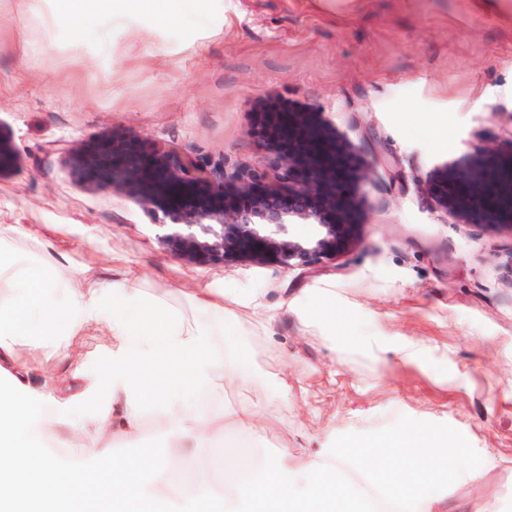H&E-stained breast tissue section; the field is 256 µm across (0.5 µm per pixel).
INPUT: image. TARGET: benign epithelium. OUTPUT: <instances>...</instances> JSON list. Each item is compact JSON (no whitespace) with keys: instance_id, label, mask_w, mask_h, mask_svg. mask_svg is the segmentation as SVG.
I'll return each mask as SVG.
<instances>
[{"instance_id":"1","label":"benign epithelium","mask_w":512,"mask_h":512,"mask_svg":"<svg viewBox=\"0 0 512 512\" xmlns=\"http://www.w3.org/2000/svg\"><path fill=\"white\" fill-rule=\"evenodd\" d=\"M269 129L276 142L267 143L266 165L248 172L257 189L246 205L232 202L225 180L207 164L165 142L112 136L68 159L86 181L132 188L140 203L163 209L171 223L160 244L191 263L291 268L336 259L350 241L348 186L359 146L341 142L316 112H263L256 134ZM428 190L459 221L476 215L512 230V152L437 168ZM296 224L311 226V235H294Z\"/></svg>"}]
</instances>
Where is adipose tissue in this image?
I'll return each instance as SVG.
<instances>
[{
    "instance_id": "adipose-tissue-1",
    "label": "adipose tissue",
    "mask_w": 512,
    "mask_h": 512,
    "mask_svg": "<svg viewBox=\"0 0 512 512\" xmlns=\"http://www.w3.org/2000/svg\"><path fill=\"white\" fill-rule=\"evenodd\" d=\"M11 229L0 226V512H86L91 494L111 498L114 512H139L144 498L165 505L189 500L204 512H377L387 494L396 512H496L493 498L448 505L421 496L429 480L477 481L462 442L415 425L370 450L361 444L316 458L287 453L268 460L262 479L245 476L233 489H212L201 467L180 453L115 458L112 440L136 443L140 417L164 416L175 442L224 433V418L200 402V391L236 377L232 355L216 354L209 333L178 311L143 296L127 272L109 288H84L79 273L32 265L11 269L4 258ZM61 330L68 339L99 336L107 374L58 401L47 418L25 385L20 341ZM82 438L83 461L61 468L56 449ZM94 468H86V461ZM192 467L188 486L143 490L144 472Z\"/></svg>"
}]
</instances>
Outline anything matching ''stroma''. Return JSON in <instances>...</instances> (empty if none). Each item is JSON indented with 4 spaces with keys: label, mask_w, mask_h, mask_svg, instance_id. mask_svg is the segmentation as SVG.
I'll use <instances>...</instances> for the list:
<instances>
[{
    "label": "stroma",
    "mask_w": 512,
    "mask_h": 512,
    "mask_svg": "<svg viewBox=\"0 0 512 512\" xmlns=\"http://www.w3.org/2000/svg\"><path fill=\"white\" fill-rule=\"evenodd\" d=\"M110 5L85 0L68 26L52 0H0V128L16 156L0 174V225L15 228V259L45 261L52 239L84 287L135 269L143 295L210 328L240 379L202 397L256 470L424 423L463 440L469 465L494 463L480 482L442 479L425 494L488 489L497 512H512V231L459 223L425 192L438 165L512 150V0L482 14L471 0H148L105 28ZM274 105L322 113L372 165L355 239L334 260L188 262L160 245L163 212L67 163L77 145L134 134L204 160L236 194L267 155L251 129ZM199 288L237 302L216 319L193 304ZM327 295L332 328L310 315ZM406 340L427 346L419 364L402 361ZM18 354L30 392L69 385L58 337ZM256 388L267 399L259 435L229 416ZM171 444L148 413L136 447L117 437L112 448L164 456Z\"/></svg>",
    "instance_id": "1"
}]
</instances>
